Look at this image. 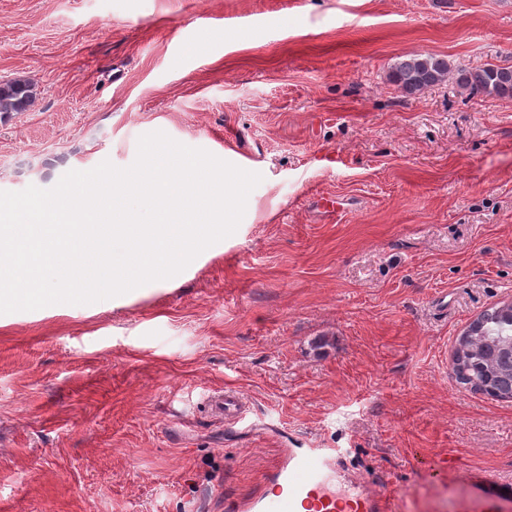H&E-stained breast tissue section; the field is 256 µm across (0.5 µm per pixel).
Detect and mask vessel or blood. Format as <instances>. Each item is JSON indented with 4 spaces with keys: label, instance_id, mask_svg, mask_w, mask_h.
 I'll return each instance as SVG.
<instances>
[{
    "label": "vessel or blood",
    "instance_id": "vessel-or-blood-1",
    "mask_svg": "<svg viewBox=\"0 0 512 512\" xmlns=\"http://www.w3.org/2000/svg\"><path fill=\"white\" fill-rule=\"evenodd\" d=\"M266 488L250 498L228 499L224 512H392L393 501L386 490H369L364 479L351 488L336 483L332 449L292 448L267 474ZM470 491L456 512H501L512 500V481L485 472L467 476Z\"/></svg>",
    "mask_w": 512,
    "mask_h": 512
}]
</instances>
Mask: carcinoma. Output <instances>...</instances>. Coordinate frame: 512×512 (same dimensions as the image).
Wrapping results in <instances>:
<instances>
[{"instance_id": "carcinoma-1", "label": "carcinoma", "mask_w": 512, "mask_h": 512, "mask_svg": "<svg viewBox=\"0 0 512 512\" xmlns=\"http://www.w3.org/2000/svg\"><path fill=\"white\" fill-rule=\"evenodd\" d=\"M450 77L471 94L512 97V67L453 70L448 59L430 54L399 58L391 79L405 93L415 94ZM35 98V87L26 79L0 83V114L24 112ZM455 353H463L461 367L453 374L466 389L502 400L512 399V303L494 307L473 321L456 339Z\"/></svg>"}]
</instances>
